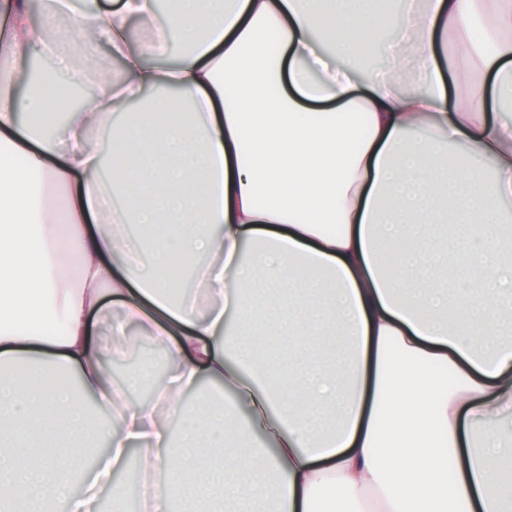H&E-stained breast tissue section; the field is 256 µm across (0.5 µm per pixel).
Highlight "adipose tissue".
<instances>
[{
    "label": "adipose tissue",
    "instance_id": "adipose-tissue-1",
    "mask_svg": "<svg viewBox=\"0 0 512 512\" xmlns=\"http://www.w3.org/2000/svg\"><path fill=\"white\" fill-rule=\"evenodd\" d=\"M155 4L50 0L122 63L76 70L92 93L51 128L54 85L20 76L61 47L0 0V366L77 379H0V512H91L134 447L149 512H512V0H411L363 77L388 0ZM454 239L465 267L437 260ZM134 327L167 354L148 402L126 388L149 368L123 387L105 366Z\"/></svg>",
    "mask_w": 512,
    "mask_h": 512
}]
</instances>
